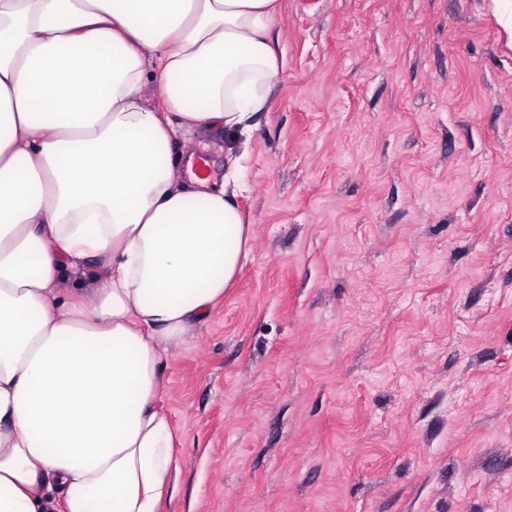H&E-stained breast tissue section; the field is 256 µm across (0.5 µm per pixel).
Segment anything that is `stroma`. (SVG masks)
Instances as JSON below:
<instances>
[{
    "label": "stroma",
    "mask_w": 512,
    "mask_h": 512,
    "mask_svg": "<svg viewBox=\"0 0 512 512\" xmlns=\"http://www.w3.org/2000/svg\"><path fill=\"white\" fill-rule=\"evenodd\" d=\"M252 247L163 396L158 512H512V0H280Z\"/></svg>",
    "instance_id": "stroma-1"
}]
</instances>
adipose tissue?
<instances>
[{"label":"adipose tissue","instance_id":"adipose-tissue-1","mask_svg":"<svg viewBox=\"0 0 512 512\" xmlns=\"http://www.w3.org/2000/svg\"><path fill=\"white\" fill-rule=\"evenodd\" d=\"M279 0H0V512H156L171 347L250 253L233 161L284 56ZM244 137H239L234 144H230L223 133H191L184 139L175 142L174 150L178 155L181 151L195 153L194 160L199 158L209 162L210 172H216L223 176L226 171L224 167V155H226L229 146H233L236 153L240 154L243 149Z\"/></svg>","mask_w":512,"mask_h":512}]
</instances>
